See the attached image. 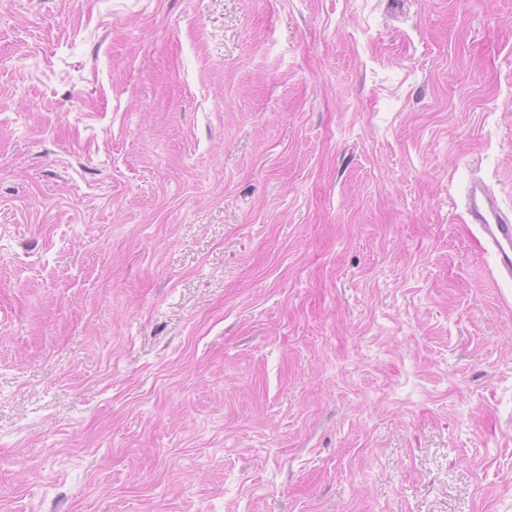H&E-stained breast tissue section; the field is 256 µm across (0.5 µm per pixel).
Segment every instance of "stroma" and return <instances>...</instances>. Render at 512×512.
I'll list each match as a JSON object with an SVG mask.
<instances>
[{"instance_id":"stroma-1","label":"stroma","mask_w":512,"mask_h":512,"mask_svg":"<svg viewBox=\"0 0 512 512\" xmlns=\"http://www.w3.org/2000/svg\"><path fill=\"white\" fill-rule=\"evenodd\" d=\"M512 0H0V512H512ZM466 224H475L494 254L497 274L512 281V214L481 181L469 184L465 195Z\"/></svg>"}]
</instances>
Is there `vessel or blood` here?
I'll return each instance as SVG.
<instances>
[{
    "label": "vessel or blood",
    "instance_id": "obj_1",
    "mask_svg": "<svg viewBox=\"0 0 512 512\" xmlns=\"http://www.w3.org/2000/svg\"><path fill=\"white\" fill-rule=\"evenodd\" d=\"M465 215L467 223L478 226L483 234L498 275L512 281V214L501 208L483 182L474 181L466 191Z\"/></svg>",
    "mask_w": 512,
    "mask_h": 512
}]
</instances>
